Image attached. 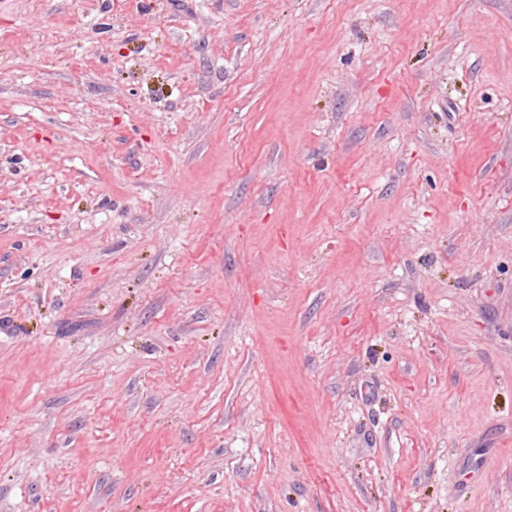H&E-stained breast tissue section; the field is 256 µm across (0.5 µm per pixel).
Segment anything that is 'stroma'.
Here are the masks:
<instances>
[{"instance_id":"1","label":"stroma","mask_w":512,"mask_h":512,"mask_svg":"<svg viewBox=\"0 0 512 512\" xmlns=\"http://www.w3.org/2000/svg\"><path fill=\"white\" fill-rule=\"evenodd\" d=\"M0 512H512V0H0Z\"/></svg>"}]
</instances>
